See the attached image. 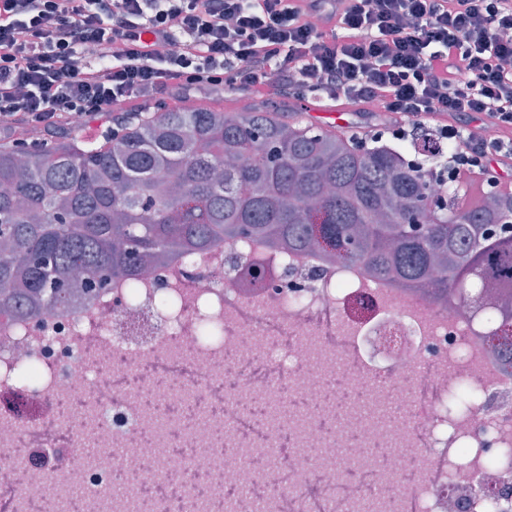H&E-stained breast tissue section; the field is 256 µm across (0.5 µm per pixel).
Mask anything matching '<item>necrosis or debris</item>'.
<instances>
[{"label": "necrosis or debris", "mask_w": 512, "mask_h": 512, "mask_svg": "<svg viewBox=\"0 0 512 512\" xmlns=\"http://www.w3.org/2000/svg\"><path fill=\"white\" fill-rule=\"evenodd\" d=\"M69 288L0 317V512H512V326L455 295L239 238Z\"/></svg>", "instance_id": "necrosis-or-debris-1"}]
</instances>
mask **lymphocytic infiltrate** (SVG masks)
<instances>
[{"instance_id":"f902f5d3","label":"lymphocytic infiltrate","mask_w":512,"mask_h":512,"mask_svg":"<svg viewBox=\"0 0 512 512\" xmlns=\"http://www.w3.org/2000/svg\"><path fill=\"white\" fill-rule=\"evenodd\" d=\"M201 88L378 102L398 141L440 123L448 160L424 181L493 189L512 161V0H0V131L118 127L129 103Z\"/></svg>"}]
</instances>
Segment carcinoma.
Returning <instances> with one entry per match:
<instances>
[{
  "label": "carcinoma",
  "mask_w": 512,
  "mask_h": 512,
  "mask_svg": "<svg viewBox=\"0 0 512 512\" xmlns=\"http://www.w3.org/2000/svg\"><path fill=\"white\" fill-rule=\"evenodd\" d=\"M401 146L362 150L266 112H164L129 120L94 146L73 134L0 145V316L35 317L69 296L68 274L94 286L224 237L336 253L406 288L452 292L492 322L512 307V215L488 194L444 219ZM424 232L405 229L412 214Z\"/></svg>",
  "instance_id": "1"
}]
</instances>
